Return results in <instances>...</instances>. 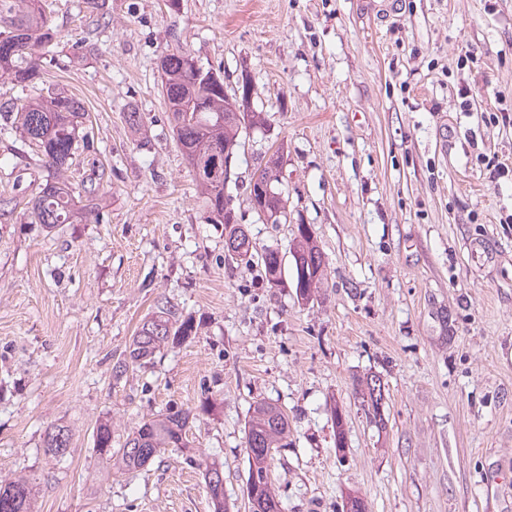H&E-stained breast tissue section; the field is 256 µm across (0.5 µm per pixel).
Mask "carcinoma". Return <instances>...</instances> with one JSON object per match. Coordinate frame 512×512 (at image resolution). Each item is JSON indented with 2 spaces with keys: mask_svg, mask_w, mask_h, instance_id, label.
<instances>
[{
  "mask_svg": "<svg viewBox=\"0 0 512 512\" xmlns=\"http://www.w3.org/2000/svg\"><path fill=\"white\" fill-rule=\"evenodd\" d=\"M56 31L47 15L43 0H0V77L11 83L29 86L43 81L46 57L43 49L53 42ZM161 88L168 105V121L192 180L203 195L212 224L224 225L235 247L225 246L227 256L237 261H260L267 284L272 288L293 286L296 295L307 300L323 283L326 260L314 239L309 224L297 225L298 236L293 246V281H288L280 253L267 248L258 251L250 235L243 232L233 208V196L224 185V164L236 162L241 147L242 129L263 124L261 113L247 102L250 82L243 80L237 88L239 96L227 99L221 72L204 68L187 50L180 47L160 59ZM87 117L81 99L64 92L47 89L17 107L7 101L0 104V119L10 122L38 148L42 161L56 173L68 170L79 138V128ZM231 154H225L226 150ZM75 197L69 184L55 181L47 184L31 207V214L41 224H66L74 216ZM197 334L190 317H182L169 302L157 304V311L144 320L133 336L128 351L113 367L115 377L129 368L151 362L161 347L179 344ZM369 422L384 424L380 406L382 385L372 378L366 383ZM190 412L168 410L142 420L119 444L112 446V424L105 420L94 431L95 447L106 460L125 470L142 468L171 445L187 446ZM60 425L45 432L44 446L53 457L64 456L68 448L56 444ZM288 414L278 405L260 400L254 402L245 422L248 469L243 497L248 512H280L279 500L272 488L269 449L288 447ZM203 478L213 512H226L224 484L212 481L210 473L218 471L217 463L201 460ZM33 486L26 479L0 484V512H31Z\"/></svg>",
  "mask_w": 512,
  "mask_h": 512,
  "instance_id": "1",
  "label": "carcinoma"
}]
</instances>
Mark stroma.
Masks as SVG:
<instances>
[{
    "label": "stroma",
    "mask_w": 512,
    "mask_h": 512,
    "mask_svg": "<svg viewBox=\"0 0 512 512\" xmlns=\"http://www.w3.org/2000/svg\"><path fill=\"white\" fill-rule=\"evenodd\" d=\"M58 31L47 86L88 117L65 178L93 204L36 223L53 173L0 127V482L26 478L33 512H211L205 457L230 512H248L245 420L266 399L290 419L272 481L281 512H512V0H46ZM189 50L225 89L249 80L262 128L236 171L280 151L288 221L239 223L288 255L311 225L326 279L306 301L228 261L176 142L157 68ZM142 115L140 133L126 121ZM498 121H491V114ZM495 245L482 266L476 244ZM169 301L198 333L115 378L136 327ZM385 386L384 428L359 396ZM188 447L122 473L94 448L169 406ZM338 408L343 428L330 410ZM53 424L72 439L46 455ZM345 447L337 449L336 434Z\"/></svg>",
    "instance_id": "obj_1"
}]
</instances>
